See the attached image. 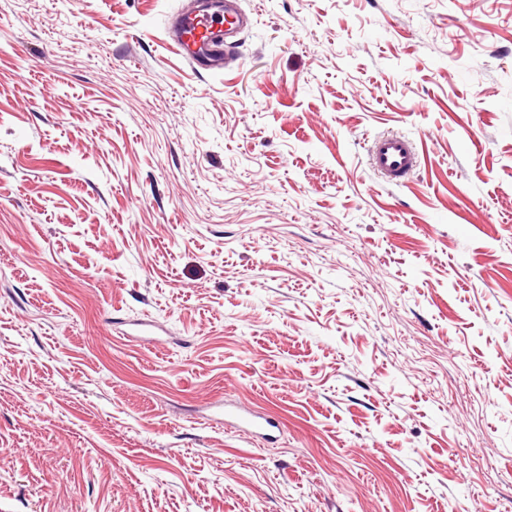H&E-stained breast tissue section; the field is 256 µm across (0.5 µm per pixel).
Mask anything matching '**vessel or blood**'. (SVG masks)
<instances>
[{
    "label": "vessel or blood",
    "mask_w": 512,
    "mask_h": 512,
    "mask_svg": "<svg viewBox=\"0 0 512 512\" xmlns=\"http://www.w3.org/2000/svg\"><path fill=\"white\" fill-rule=\"evenodd\" d=\"M240 0H190L165 28L169 46L199 71L215 73L228 68L238 38L248 27ZM374 171L396 182L414 170L419 155L404 136L377 137L370 151Z\"/></svg>",
    "instance_id": "vessel-or-blood-1"
}]
</instances>
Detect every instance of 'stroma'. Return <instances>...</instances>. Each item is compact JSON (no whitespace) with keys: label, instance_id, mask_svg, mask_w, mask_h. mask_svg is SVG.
Wrapping results in <instances>:
<instances>
[{"label":"stroma","instance_id":"obj_1","mask_svg":"<svg viewBox=\"0 0 512 512\" xmlns=\"http://www.w3.org/2000/svg\"><path fill=\"white\" fill-rule=\"evenodd\" d=\"M183 2L0 0V512H512V0ZM240 0H191L166 25L168 45L197 71L228 68L240 34L249 25ZM374 171L387 182H398L419 165V155L404 136L383 134L370 151Z\"/></svg>","mask_w":512,"mask_h":512}]
</instances>
